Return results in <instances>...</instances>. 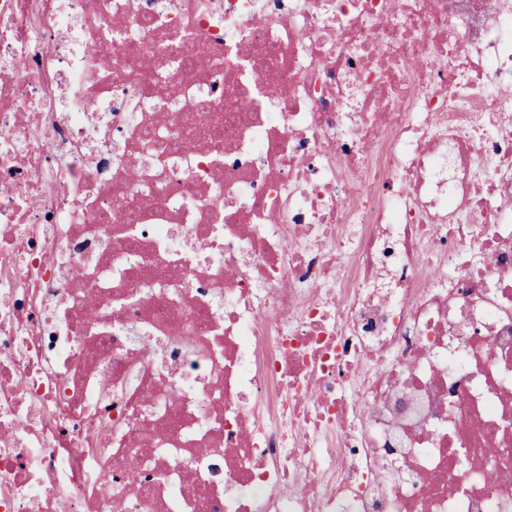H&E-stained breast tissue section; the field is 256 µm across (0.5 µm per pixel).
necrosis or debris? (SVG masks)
Instances as JSON below:
<instances>
[{
  "mask_svg": "<svg viewBox=\"0 0 512 512\" xmlns=\"http://www.w3.org/2000/svg\"><path fill=\"white\" fill-rule=\"evenodd\" d=\"M0 512H512V0H0Z\"/></svg>",
  "mask_w": 512,
  "mask_h": 512,
  "instance_id": "1",
  "label": "necrosis or debris"
}]
</instances>
